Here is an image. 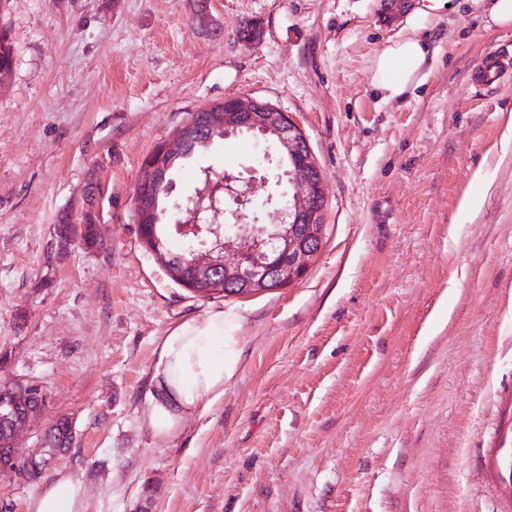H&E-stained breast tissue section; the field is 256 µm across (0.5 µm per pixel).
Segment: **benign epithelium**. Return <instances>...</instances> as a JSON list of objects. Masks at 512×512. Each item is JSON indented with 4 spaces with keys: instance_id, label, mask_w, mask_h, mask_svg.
<instances>
[{
    "instance_id": "benign-epithelium-1",
    "label": "benign epithelium",
    "mask_w": 512,
    "mask_h": 512,
    "mask_svg": "<svg viewBox=\"0 0 512 512\" xmlns=\"http://www.w3.org/2000/svg\"><path fill=\"white\" fill-rule=\"evenodd\" d=\"M214 128L224 136L246 132L266 142L274 135L282 158L289 161L290 170L275 174V179L288 177V185L295 191L279 196L270 193L263 202L269 223L274 231L264 238L249 231V226L260 223L258 213L245 212L248 198V181L240 176L227 175L213 189V183L199 188L190 204L185 207L189 219H181V211L173 214L178 233L192 243L199 240V247L188 248L185 255L190 264L206 265L224 270V296H244V292L262 286L268 289L285 288L302 279L310 265V257L319 247L322 234L319 224L325 206L324 180H313L308 171L317 167L309 144L301 128L290 117L269 103H261L252 96L236 97L224 101V111L211 114ZM194 120H189L173 136L155 149V166L164 168L163 161L178 157L184 141L195 135ZM224 192V202H231L236 209L229 211L231 223L224 225V239L212 246L200 239L202 225L212 223L211 217L220 212L222 202L217 191ZM37 414L28 412L23 419L13 416L12 402L0 399V423L9 426L11 453L8 463L0 464L1 474L15 473L36 466L46 468L52 462L49 453L37 458L24 456L17 446L27 433Z\"/></svg>"
}]
</instances>
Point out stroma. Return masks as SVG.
I'll use <instances>...</instances> for the list:
<instances>
[{"instance_id": "stroma-1", "label": "stroma", "mask_w": 512, "mask_h": 512, "mask_svg": "<svg viewBox=\"0 0 512 512\" xmlns=\"http://www.w3.org/2000/svg\"><path fill=\"white\" fill-rule=\"evenodd\" d=\"M396 18L382 0H6L0 86V383L47 403L20 445L71 448L39 478L0 476V512L65 470L90 512H512V75L470 89L512 51L482 0ZM249 22L259 39L239 38ZM429 46L422 82L383 103L370 67L389 42ZM241 95L304 132L325 180L303 279L202 298L142 243L134 188L190 113ZM261 146L216 142L175 179L254 169ZM92 211L101 244L60 247ZM216 308L244 321L224 395L177 437L145 426L156 348ZM510 62L508 50L500 49L486 54L473 69V83L479 88H484L499 82L510 68ZM73 428L67 417L58 418L46 431L44 448L52 454L70 448L73 442Z\"/></svg>"}]
</instances>
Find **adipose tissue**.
Wrapping results in <instances>:
<instances>
[{
	"label": "adipose tissue",
	"instance_id": "ef3b65f1",
	"mask_svg": "<svg viewBox=\"0 0 512 512\" xmlns=\"http://www.w3.org/2000/svg\"><path fill=\"white\" fill-rule=\"evenodd\" d=\"M426 56L424 42L414 33L384 47L370 76L384 101L403 99L417 82ZM242 321L234 310L216 309L176 324L163 337L152 369L146 420L154 436L176 435L188 416L207 411L223 396L239 363ZM27 512H90V502L83 483L61 470L30 498Z\"/></svg>",
	"mask_w": 512,
	"mask_h": 512
}]
</instances>
